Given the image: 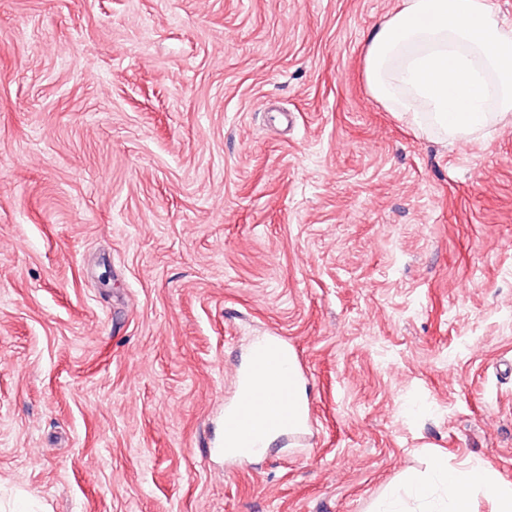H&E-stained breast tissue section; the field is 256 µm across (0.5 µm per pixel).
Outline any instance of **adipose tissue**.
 I'll return each mask as SVG.
<instances>
[{
    "label": "adipose tissue",
    "mask_w": 512,
    "mask_h": 512,
    "mask_svg": "<svg viewBox=\"0 0 512 512\" xmlns=\"http://www.w3.org/2000/svg\"><path fill=\"white\" fill-rule=\"evenodd\" d=\"M477 491L492 500L495 512H512V486L502 482L490 465L477 461L452 467L446 457L438 456L431 463L428 480L405 476L385 506L387 512H409L413 505L421 512L437 506L446 507L448 512H472V496Z\"/></svg>",
    "instance_id": "ef3b65f1"
}]
</instances>
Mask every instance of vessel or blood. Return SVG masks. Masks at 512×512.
<instances>
[{
  "label": "vessel or blood",
  "mask_w": 512,
  "mask_h": 512,
  "mask_svg": "<svg viewBox=\"0 0 512 512\" xmlns=\"http://www.w3.org/2000/svg\"><path fill=\"white\" fill-rule=\"evenodd\" d=\"M237 395L224 408V461L250 464L272 442L303 440L311 409L304 397V369L284 336H266L250 350L235 378Z\"/></svg>",
  "instance_id": "obj_1"
}]
</instances>
